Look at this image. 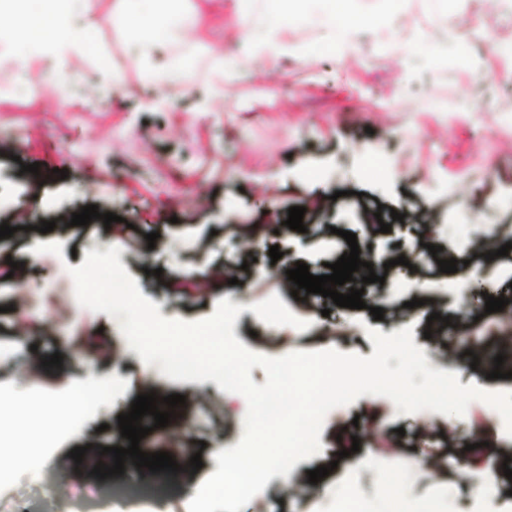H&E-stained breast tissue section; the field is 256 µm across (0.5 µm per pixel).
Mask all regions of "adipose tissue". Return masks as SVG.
I'll list each match as a JSON object with an SVG mask.
<instances>
[{
  "instance_id": "obj_1",
  "label": "adipose tissue",
  "mask_w": 512,
  "mask_h": 512,
  "mask_svg": "<svg viewBox=\"0 0 512 512\" xmlns=\"http://www.w3.org/2000/svg\"><path fill=\"white\" fill-rule=\"evenodd\" d=\"M83 0H0V32L18 38L16 58L24 64L50 63L56 73L54 92L69 101L70 76L97 47V23L84 16ZM296 0H261L258 11L244 14L240 27L230 35L243 44L239 66L264 64L273 69L296 52L276 22L290 13ZM117 20L139 48L138 66L144 80L170 81L187 77L193 64L185 59L159 68L154 61L158 47L180 41L188 19L182 13V0H119Z\"/></svg>"
}]
</instances>
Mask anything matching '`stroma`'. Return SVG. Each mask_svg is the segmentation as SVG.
I'll return each mask as SVG.
<instances>
[{"label": "stroma", "mask_w": 512, "mask_h": 512, "mask_svg": "<svg viewBox=\"0 0 512 512\" xmlns=\"http://www.w3.org/2000/svg\"><path fill=\"white\" fill-rule=\"evenodd\" d=\"M115 5L87 0L108 21L101 55L83 65L70 103L48 84L30 101L19 93L20 73L12 90L0 91V223L55 224L21 243L0 239V267L19 264L12 284L0 288V469L7 475L0 512H41L38 496H18L24 483L58 490L55 512L109 495L111 481L77 470L70 452L87 445L112 465L108 448L129 445L117 417L141 394H180L186 403L140 449L197 454L202 467L157 473L167 486L159 495L126 464L123 501L110 512H188L217 469L214 448L242 437V395L211 380L164 376L129 347L116 319L78 304L67 269L94 249L119 248L121 264L163 317L203 320L224 298L241 306L233 332L252 351L281 357L334 347L367 357L374 351L367 328L391 334L409 326L432 369L458 373L464 385L512 391V378L472 369L458 338L466 331L492 344L499 319L486 314L485 298L512 300V253L483 257L488 240L512 241V56L499 51L512 43V0H408L394 31L357 27L356 51L292 57L278 72L236 70L220 98L211 91L209 50L220 43L226 55L237 51L224 40L237 21L229 8L216 11L210 28L185 29L178 44L158 50L162 58L196 60L191 87L157 89L129 61L128 92L96 89L99 58L116 61L126 41L109 21ZM451 30L464 38L447 57L425 51L431 34ZM27 162L40 163L41 177L22 171ZM87 205L97 206L99 218L71 225ZM293 206L305 210V232L283 229ZM106 212L117 222L104 225ZM375 213L381 223L371 222ZM384 223L390 232H381ZM345 230L373 266L387 267L384 283L366 285L361 309L328 297L295 300L281 285L287 270L300 261L313 275L328 274L347 248ZM151 232L158 235L152 245ZM40 243L61 244V255L36 252ZM432 244L458 260L456 272L439 271ZM273 246L282 253L276 261ZM402 255L412 256V266L398 264ZM274 295L308 321L306 330L268 325L251 311ZM415 298L420 306L408 308ZM375 307L383 319L373 318ZM434 312L439 320H431ZM57 352L61 367H42ZM102 378L114 382L110 396L84 403L67 427L42 415L45 402ZM400 427L404 436H395ZM375 430L398 437L397 453L370 454ZM345 434L360 441L347 457ZM463 441L483 449L461 457ZM320 442V454L272 477L242 512H342L352 492L359 512H381L394 497L402 512L431 504L437 512H512V480L502 469L512 438L485 401L473 400L459 418L405 415L388 398L364 395L327 414ZM32 453L37 465L14 468L18 456ZM326 465L330 474L309 483L308 471Z\"/></svg>", "instance_id": "stroma-1"}]
</instances>
